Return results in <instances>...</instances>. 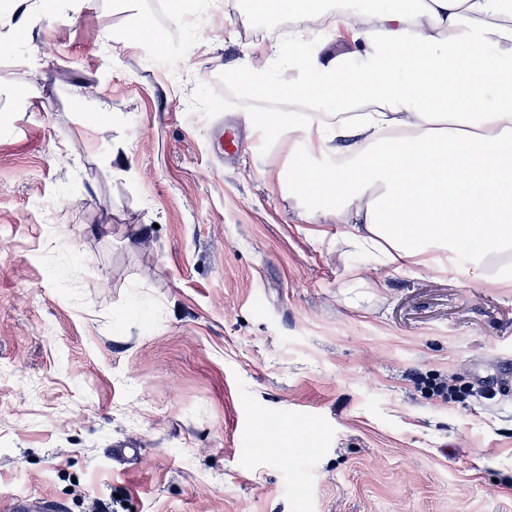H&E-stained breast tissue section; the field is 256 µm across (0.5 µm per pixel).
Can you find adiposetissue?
I'll list each match as a JSON object with an SVG mask.
<instances>
[{
  "label": "adipose tissue",
  "mask_w": 512,
  "mask_h": 512,
  "mask_svg": "<svg viewBox=\"0 0 512 512\" xmlns=\"http://www.w3.org/2000/svg\"><path fill=\"white\" fill-rule=\"evenodd\" d=\"M293 26L247 54L233 79L288 100L310 148L353 142L349 162L299 183L331 202L308 223L343 224L380 273L469 258L512 283V0H278ZM287 65L288 81L273 72Z\"/></svg>",
  "instance_id": "1"
}]
</instances>
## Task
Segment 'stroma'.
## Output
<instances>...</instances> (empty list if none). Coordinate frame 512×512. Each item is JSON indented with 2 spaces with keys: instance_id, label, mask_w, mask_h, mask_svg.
Instances as JSON below:
<instances>
[{
  "instance_id": "35a3bbf8",
  "label": "stroma",
  "mask_w": 512,
  "mask_h": 512,
  "mask_svg": "<svg viewBox=\"0 0 512 512\" xmlns=\"http://www.w3.org/2000/svg\"><path fill=\"white\" fill-rule=\"evenodd\" d=\"M172 9L61 0L0 55V501L512 512V389L475 380L512 374V288L312 239L277 178L302 140L254 150L224 86L277 31L247 0ZM143 24L169 53L123 45Z\"/></svg>"
}]
</instances>
